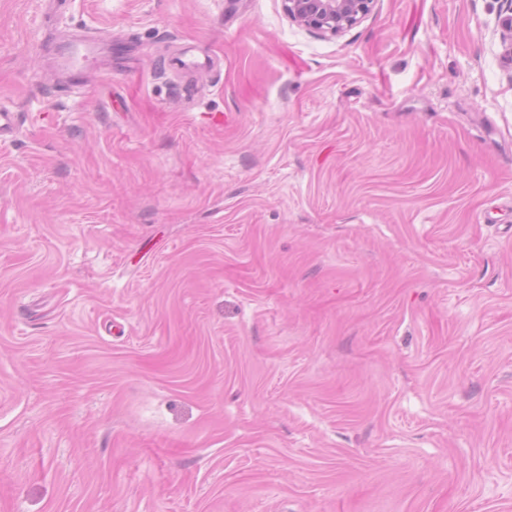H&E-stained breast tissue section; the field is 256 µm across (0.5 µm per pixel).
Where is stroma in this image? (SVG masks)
Segmentation results:
<instances>
[{"label": "stroma", "instance_id": "35a3bbf8", "mask_svg": "<svg viewBox=\"0 0 512 512\" xmlns=\"http://www.w3.org/2000/svg\"><path fill=\"white\" fill-rule=\"evenodd\" d=\"M502 4L0 0V512H512ZM288 18L322 37L351 29L373 9L375 0H282ZM96 44L97 42L87 37L70 43L60 55L59 69L73 77L83 75L87 70V63L94 56Z\"/></svg>", "mask_w": 512, "mask_h": 512}]
</instances>
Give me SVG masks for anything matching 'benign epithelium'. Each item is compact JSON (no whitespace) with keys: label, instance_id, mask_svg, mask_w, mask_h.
<instances>
[{"label":"benign epithelium","instance_id":"benign-epithelium-1","mask_svg":"<svg viewBox=\"0 0 512 512\" xmlns=\"http://www.w3.org/2000/svg\"><path fill=\"white\" fill-rule=\"evenodd\" d=\"M288 18L322 37H336L351 29L373 9L375 0H282ZM499 13L504 62L512 68V0Z\"/></svg>","mask_w":512,"mask_h":512}]
</instances>
